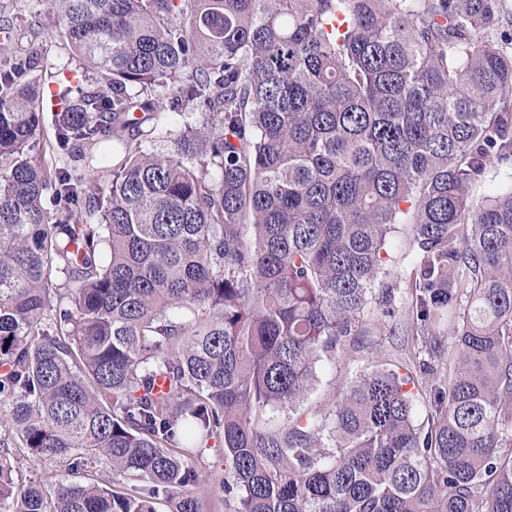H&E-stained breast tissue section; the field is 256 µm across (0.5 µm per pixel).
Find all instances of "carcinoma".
I'll use <instances>...</instances> for the list:
<instances>
[{
  "mask_svg": "<svg viewBox=\"0 0 512 512\" xmlns=\"http://www.w3.org/2000/svg\"><path fill=\"white\" fill-rule=\"evenodd\" d=\"M24 2L0 5V505L202 512L218 438L225 512H512V177L471 194L512 157L506 0H48L22 40ZM47 21L80 63L38 161ZM402 263L410 295L378 292ZM398 330L425 353L404 376L375 356ZM343 352L332 412L301 408ZM20 454L63 478L17 485ZM194 462L203 475H209L218 483L224 478V445L210 440L199 460L194 459Z\"/></svg>",
  "mask_w": 512,
  "mask_h": 512,
  "instance_id": "carcinoma-1",
  "label": "carcinoma"
}]
</instances>
